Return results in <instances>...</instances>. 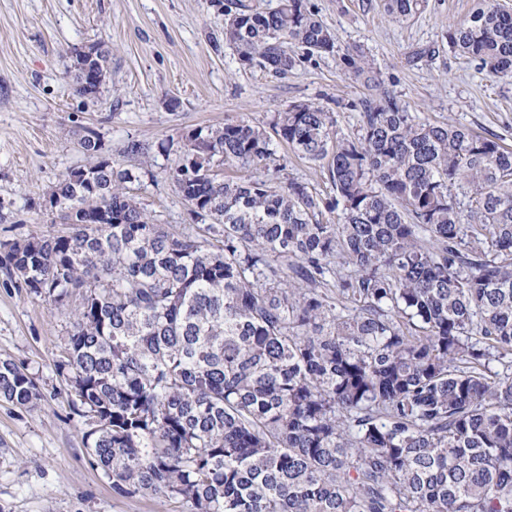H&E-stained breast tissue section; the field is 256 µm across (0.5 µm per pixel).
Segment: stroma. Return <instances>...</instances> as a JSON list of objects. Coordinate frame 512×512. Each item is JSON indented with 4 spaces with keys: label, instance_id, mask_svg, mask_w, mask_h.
<instances>
[{
    "label": "stroma",
    "instance_id": "obj_1",
    "mask_svg": "<svg viewBox=\"0 0 512 512\" xmlns=\"http://www.w3.org/2000/svg\"><path fill=\"white\" fill-rule=\"evenodd\" d=\"M226 0H0V258L4 246L60 234L47 206L55 185L87 157L95 132L103 156L140 170L137 200L154 223L195 233L171 178L189 132L244 117L269 126L277 112L314 103L359 128L366 90L339 55L314 56L288 74L239 68L224 41ZM343 51H362L408 111L450 121L512 147V78L492 77L448 43L476 0H427L405 23L383 0H309ZM108 50L106 82L75 93L77 51ZM148 162L125 155L128 141ZM70 331L45 299L0 268V360L18 366L41 394L35 407L0 400V512H184L149 494L116 495L83 449L88 429L55 370Z\"/></svg>",
    "mask_w": 512,
    "mask_h": 512
}]
</instances>
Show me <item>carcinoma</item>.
<instances>
[{
  "label": "carcinoma",
  "mask_w": 512,
  "mask_h": 512,
  "mask_svg": "<svg viewBox=\"0 0 512 512\" xmlns=\"http://www.w3.org/2000/svg\"><path fill=\"white\" fill-rule=\"evenodd\" d=\"M423 4L384 13L406 22ZM224 15L242 69L339 52L307 0ZM448 40L512 76L496 0ZM342 59L368 90L352 136L307 103L268 130L241 117L188 133L172 177L202 234L154 223L139 175L90 132L92 162L50 195L68 232L9 245L7 276L70 319L56 371L115 494L185 512H512V376L491 368L512 354V150L420 118L363 54ZM107 68L105 51L77 55L75 92L97 95ZM281 144L332 193L188 167L265 168ZM0 399L40 393L1 361Z\"/></svg>",
  "instance_id": "carcinoma-1"
}]
</instances>
